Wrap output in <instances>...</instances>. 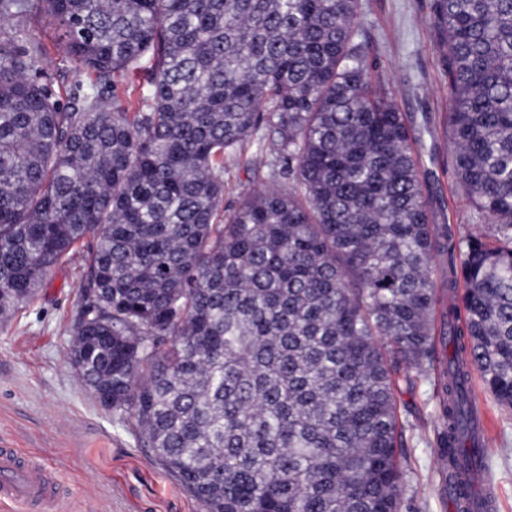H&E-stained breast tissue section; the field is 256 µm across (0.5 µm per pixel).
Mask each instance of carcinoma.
<instances>
[{
    "label": "carcinoma",
    "mask_w": 512,
    "mask_h": 512,
    "mask_svg": "<svg viewBox=\"0 0 512 512\" xmlns=\"http://www.w3.org/2000/svg\"><path fill=\"white\" fill-rule=\"evenodd\" d=\"M362 11L0 0V315L90 241L66 362L204 512H402L404 392L431 382L444 479L472 372L512 408V0L433 3L465 235L432 223L431 130L373 81ZM35 15L95 77L66 102ZM254 142L272 185L226 208L225 165Z\"/></svg>",
    "instance_id": "carcinoma-1"
}]
</instances>
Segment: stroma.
Masks as SVG:
<instances>
[{
  "mask_svg": "<svg viewBox=\"0 0 512 512\" xmlns=\"http://www.w3.org/2000/svg\"><path fill=\"white\" fill-rule=\"evenodd\" d=\"M359 39L369 49L372 71L394 78L395 101L414 118L436 127L425 145L436 161L420 171L438 224L469 232L473 210L455 186L446 127L448 86L444 52L433 24V0H363ZM31 36L51 60L60 91L74 80L47 20L34 17ZM80 260L56 267L26 307L0 317V446L19 449L55 469L70 496L64 512H203L201 504L136 446L128 430L83 391L65 361L71 327L80 308ZM473 389L490 426L488 475L498 489L496 512H512V410ZM420 427L408 434V460L418 495L403 512H447L430 444L435 418L430 384L405 395Z\"/></svg>",
  "mask_w": 512,
  "mask_h": 512,
  "instance_id": "1",
  "label": "stroma"
}]
</instances>
